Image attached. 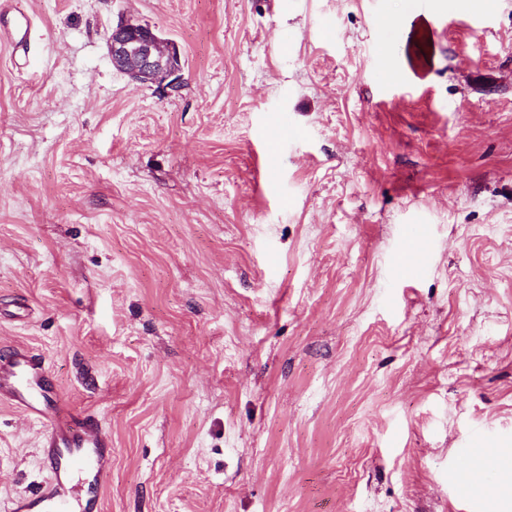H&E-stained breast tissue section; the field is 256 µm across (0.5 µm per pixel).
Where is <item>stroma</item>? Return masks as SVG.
Returning <instances> with one entry per match:
<instances>
[{
    "instance_id": "1",
    "label": "stroma",
    "mask_w": 512,
    "mask_h": 512,
    "mask_svg": "<svg viewBox=\"0 0 512 512\" xmlns=\"http://www.w3.org/2000/svg\"><path fill=\"white\" fill-rule=\"evenodd\" d=\"M0 357L112 441L99 512H512V0H17ZM180 48L161 95L119 20ZM424 255L422 268L402 265ZM0 401V512L47 476ZM6 4L10 2L3 1L0 4V38L6 37L12 51L26 57L30 50L29 18L24 12L6 8ZM112 66L140 84H156L166 94L182 84L183 64L178 45L150 24L119 21L107 34Z\"/></svg>"
}]
</instances>
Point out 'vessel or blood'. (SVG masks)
<instances>
[{
    "label": "vessel or blood",
    "instance_id": "1",
    "mask_svg": "<svg viewBox=\"0 0 512 512\" xmlns=\"http://www.w3.org/2000/svg\"><path fill=\"white\" fill-rule=\"evenodd\" d=\"M29 29L28 16L0 0V38L13 52L28 54ZM0 397L42 425V459L49 472L37 494L14 499L11 512H95L96 499L84 498L81 487L107 483L109 437L93 421L63 413L56 385L35 357L20 353L0 363Z\"/></svg>",
    "mask_w": 512,
    "mask_h": 512
}]
</instances>
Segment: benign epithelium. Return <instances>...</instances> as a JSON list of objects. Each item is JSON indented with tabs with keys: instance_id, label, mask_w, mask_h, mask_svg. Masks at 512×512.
I'll return each mask as SVG.
<instances>
[{
	"instance_id": "obj_1",
	"label": "benign epithelium",
	"mask_w": 512,
	"mask_h": 512,
	"mask_svg": "<svg viewBox=\"0 0 512 512\" xmlns=\"http://www.w3.org/2000/svg\"><path fill=\"white\" fill-rule=\"evenodd\" d=\"M112 66L140 84H155L170 94L182 84L183 64L178 45L149 24L119 21L107 34Z\"/></svg>"
}]
</instances>
